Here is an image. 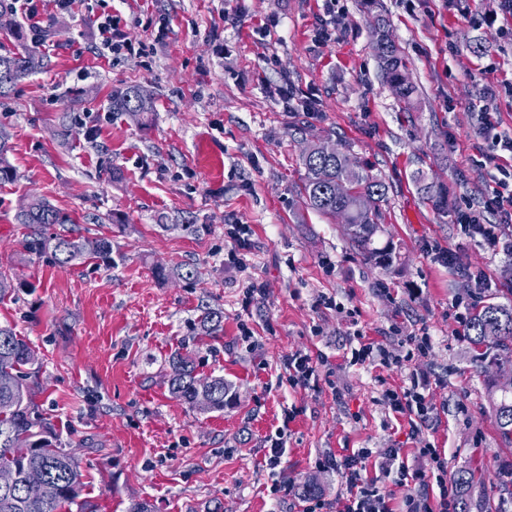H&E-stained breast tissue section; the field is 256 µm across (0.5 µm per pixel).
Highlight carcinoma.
Returning a JSON list of instances; mask_svg holds the SVG:
<instances>
[{"mask_svg":"<svg viewBox=\"0 0 512 512\" xmlns=\"http://www.w3.org/2000/svg\"><path fill=\"white\" fill-rule=\"evenodd\" d=\"M10 46L0 43V97L7 96L22 79L44 68L43 58L32 37L22 26L6 28ZM373 50L386 83L399 100L409 105L416 87L407 72L401 51L389 36L388 22L380 14L374 17ZM109 109L114 115L135 110L144 115L153 109L151 98L137 85L112 94ZM9 139L0 132V185L14 180V169L7 160ZM305 169L301 195L311 210L327 216L343 214L345 231L361 253L377 264L393 262V247L378 246L381 203L387 201L385 182L367 172L349 168L341 151L331 157L316 153L302 155ZM347 184L341 198L332 191L336 182ZM17 221L31 228L27 242L31 253L49 256L59 265L74 264L87 256L112 265V242L105 238L82 239L61 232H47L55 224L71 223L70 217L47 200L33 197L17 213ZM155 276L162 280H190L192 270L157 265ZM497 338L495 348L512 351V300L485 303L472 309L468 321L471 344L481 346L488 333ZM36 363L29 342L9 324H0V466L14 469L16 484L0 489V512H62L76 507L86 512L81 499L84 487L74 450L58 443L47 430L24 377L26 368ZM173 373L168 380L169 392L190 407L203 412L222 411L232 401L231 384L222 376L201 378L189 357L177 353L170 357ZM495 421L506 439L512 438V391L503 392L495 403Z\"/></svg>","mask_w":512,"mask_h":512,"instance_id":"cac0c4a2","label":"carcinoma"}]
</instances>
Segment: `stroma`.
<instances>
[{"instance_id":"obj_1","label":"stroma","mask_w":512,"mask_h":512,"mask_svg":"<svg viewBox=\"0 0 512 512\" xmlns=\"http://www.w3.org/2000/svg\"><path fill=\"white\" fill-rule=\"evenodd\" d=\"M81 0L40 12L44 70L0 99V131L17 177L0 185V273L19 289L0 301L37 354L26 384L53 435L74 448L90 512H303L311 480L335 500L341 476L325 455L397 448L417 479L380 487L402 501L434 483L421 442L445 455L449 474L474 480L472 512H512L502 485L512 442L495 423L500 372L457 335L455 302L512 297V253L466 237L457 216L512 183V167L482 166L481 107L512 131V35L498 31L500 0ZM384 13L417 88L399 101L372 51ZM111 14L135 51L100 58L93 29ZM139 85L153 99L148 123L113 116V90ZM499 87L489 97V86ZM313 98L285 108L283 87ZM69 121L71 134L57 131ZM332 144L388 186L382 223L397 259L367 260L340 218L306 209L301 156ZM448 189L440 211L427 187ZM72 219L74 236L109 237L112 265L55 264L29 252L15 215L32 196ZM199 224L188 233L182 223ZM233 224L251 229L245 266L229 263ZM458 257L459 272L439 251ZM198 271L155 278V263ZM332 298L353 310L326 308ZM221 309L202 332L203 306ZM428 326L419 370L436 408L419 433L382 401L403 371L351 364L359 339L393 344ZM252 342L241 339L242 328ZM325 356L319 389L293 387L283 366L296 351ZM189 353L198 376H224L235 397L203 413L168 390L170 356ZM340 394H333V387ZM284 430L286 452L265 464Z\"/></svg>"}]
</instances>
